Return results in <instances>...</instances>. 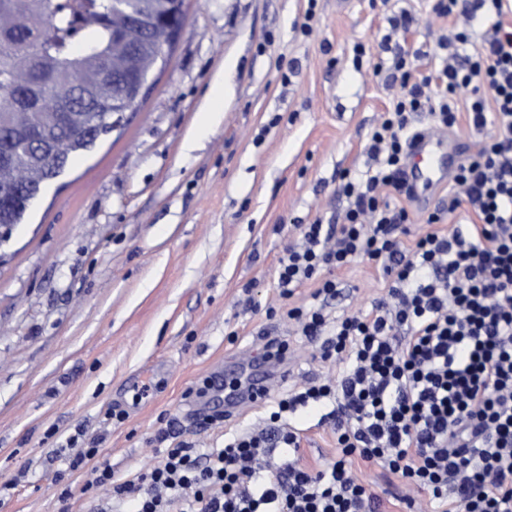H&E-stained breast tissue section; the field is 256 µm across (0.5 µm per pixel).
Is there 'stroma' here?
Segmentation results:
<instances>
[{
    "label": "stroma",
    "mask_w": 512,
    "mask_h": 512,
    "mask_svg": "<svg viewBox=\"0 0 512 512\" xmlns=\"http://www.w3.org/2000/svg\"><path fill=\"white\" fill-rule=\"evenodd\" d=\"M435 2L317 0L309 20L306 0H187L185 30L138 111L73 157L0 243V481L19 480L0 512H55L67 468L52 453L60 432L99 440L120 476L161 460L167 420L204 452L223 447L225 429H261L264 403L201 427L214 402L191 390L213 371L234 375L267 334L289 347L288 380L271 397L340 378L343 360H321L294 324L267 318L282 304L277 258L299 242L298 225L346 207L343 172L365 175L369 133L403 92L390 78L397 50H422L434 68L442 35L481 40L487 22L439 17ZM403 10L407 31L390 35L387 17ZM208 108L218 119L198 132ZM447 206L444 189L408 203L411 238L439 209L442 232L469 221ZM336 279L338 318L386 295L366 260ZM112 409L124 422H108ZM296 426L308 466L337 455L318 414ZM354 470L378 512H404L409 496L414 512H431L396 475L360 460Z\"/></svg>",
    "instance_id": "1"
}]
</instances>
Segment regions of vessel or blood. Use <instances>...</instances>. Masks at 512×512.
<instances>
[{"label": "vessel or blood", "mask_w": 512, "mask_h": 512, "mask_svg": "<svg viewBox=\"0 0 512 512\" xmlns=\"http://www.w3.org/2000/svg\"><path fill=\"white\" fill-rule=\"evenodd\" d=\"M411 160L406 179L411 187L413 200L425 202L427 193L447 184L458 165L459 144L455 135L443 136L431 131H422L411 143ZM288 377L287 370L268 371L259 366L253 373L243 391L228 396L225 401L224 415L232 417L248 402H256L265 397L272 382H281Z\"/></svg>", "instance_id": "1"}]
</instances>
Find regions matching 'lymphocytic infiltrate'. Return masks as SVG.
<instances>
[{
  "mask_svg": "<svg viewBox=\"0 0 512 512\" xmlns=\"http://www.w3.org/2000/svg\"><path fill=\"white\" fill-rule=\"evenodd\" d=\"M503 0H437L442 17L468 13L489 29L473 53L465 34L440 40L439 68L422 73L417 53L395 70L403 95L382 113L366 146L374 166L347 179L343 221L300 225L301 242L278 258L277 286L289 301L310 285L312 306L284 311L321 359L344 355L336 382L312 383L276 400L264 429L199 452L174 440L153 467L116 476L96 444L72 453L69 471H88L82 491H106L134 512H377V498L356 476L355 460L376 464L426 493L437 512H512V24ZM473 87L468 117L492 127L480 150L459 164L453 205L475 220L404 246L409 214L399 206L415 118L433 127L459 121L456 95ZM380 264L389 301L330 321L334 275L355 259ZM326 411L339 454L319 471L299 462L291 424L300 410Z\"/></svg>",
  "mask_w": 512,
  "mask_h": 512,
  "instance_id": "obj_1",
  "label": "lymphocytic infiltrate"
}]
</instances>
